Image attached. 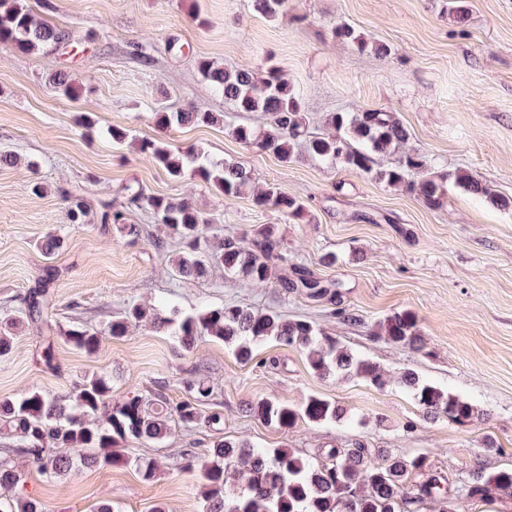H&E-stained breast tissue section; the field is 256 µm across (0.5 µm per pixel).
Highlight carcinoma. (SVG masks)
<instances>
[{"label": "carcinoma", "mask_w": 512, "mask_h": 512, "mask_svg": "<svg viewBox=\"0 0 512 512\" xmlns=\"http://www.w3.org/2000/svg\"><path fill=\"white\" fill-rule=\"evenodd\" d=\"M288 0H254L255 9L268 18L282 13ZM335 37L350 43L360 53L388 55L385 44L350 25L334 29ZM0 42L22 52L51 54L69 42L66 32L39 21L25 0H0ZM203 80L241 116L260 112L265 127L236 124L232 134L243 144L271 154L287 163L304 145L316 159L340 165L360 175H375L391 187L416 193L430 207L442 204L445 183L453 180L471 195L497 208L507 209L512 201L497 195L485 182L468 171L429 173L427 160L407 152L397 163L376 168L377 159L394 152L409 139V132L394 113L384 110L336 112L329 118L335 133L311 136L302 114V95L279 72L268 68L260 76L248 67L224 69L201 59ZM52 83L67 98L77 96L68 73L52 72ZM164 129L174 125L212 126L226 121L218 112L156 111ZM140 151L152 158L171 177L187 174L213 184L228 204L252 186L249 172L236 162L209 157L198 149H172L157 141L140 142ZM124 206L104 205L101 222L112 225L113 241L140 235V228L125 223V211L147 210L167 232L182 240L185 251L171 259V271L179 278L202 280L213 268L229 276H241L256 284L277 283L294 290L304 288L314 299L336 295V284L326 283L299 266H288L282 239L275 224H254L240 238L209 236L206 219L185 199L146 193L140 186L123 188ZM67 218L83 224L90 207L79 195L69 194ZM254 201L271 206L290 218H302L306 207L299 199L273 186L258 190ZM63 239L50 233L39 242L46 257L55 255ZM49 305L46 282L29 295L28 321L40 332L64 338L74 348L95 352L102 340L127 335L133 329L164 330L177 338L181 348L191 351L197 340L208 336L228 345L241 362L252 359L258 346L275 342L304 352L307 364L319 378H360L382 390L395 382L410 393L429 417H445L467 426L482 416L468 399L436 385L416 371L405 368L392 374L382 365L353 353L336 336L305 319H289L274 311H259L238 304L202 309L181 315L162 305L133 301L103 329L81 324L55 328L43 320ZM18 322L0 323V356L10 352L13 329ZM377 338L420 352L426 341L416 315L394 311L377 323ZM190 397L170 404L160 394L152 398L135 394L116 399L112 378L94 374L84 378L65 398L32 389L18 398L0 399V435L14 438L16 451L48 481L65 477L77 465L112 466L135 463L145 480L156 476L160 462L155 458L131 460L124 453L130 442H157L176 424L189 426L200 418L199 406L213 393L209 382L194 378L186 382ZM248 410L261 422L290 429L299 419L314 425L340 423L348 419L346 409L335 401L313 394L299 406L275 398L258 397ZM215 431L211 445L202 453L188 448L182 470L196 476L203 499V512H413L424 505L432 512H459L460 501L484 502L502 495L512 496V466L487 471L475 469L470 479L458 484L441 472L431 470L428 455L393 454L375 451L361 441L350 448H326L306 454L294 448H260L252 443L223 436L224 414L209 415ZM20 477L9 459L0 460V512H44L41 502L24 494Z\"/></svg>", "instance_id": "obj_1"}]
</instances>
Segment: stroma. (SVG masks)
I'll return each mask as SVG.
<instances>
[{
    "label": "stroma",
    "instance_id": "35a3bbf8",
    "mask_svg": "<svg viewBox=\"0 0 512 512\" xmlns=\"http://www.w3.org/2000/svg\"><path fill=\"white\" fill-rule=\"evenodd\" d=\"M33 15L64 28L70 45L46 56L0 42V151L15 155L0 165V321L18 316L45 268H52L54 304L46 316L60 326L100 327L130 301L162 303L188 313L234 303L304 317L339 337L352 351L392 372L403 368L462 395L486 417L468 426L423 415L397 385L379 390L360 379H321L301 351L268 343L249 363L222 342L205 340L182 352L163 333L138 330L106 339L94 354L46 342L30 324L16 330L0 357V398L37 388L69 395L84 375L108 373L113 394L160 393L170 403L188 396L185 383L206 378L213 394L202 422L174 427L159 444L129 443L127 453L159 457L165 466L143 479L131 465L80 467L49 482L23 456L13 461L24 491L46 512H90L111 498L115 512H203L194 476L180 469L181 452L202 449L213 432L205 417L224 414V434L263 448L315 451L368 447L425 452L432 469L453 478L475 467L512 465V208L501 209L448 184L441 207L391 187L372 175L334 167L299 150L290 163L245 146L228 126L160 130L153 110L227 112L197 64L227 68L277 67L304 98L312 131L329 132V114L385 109L407 127V150L436 172L466 169L512 199V0H464L465 22L454 0H288L270 20L252 0H26ZM386 44L381 58L361 54L334 36L338 24ZM153 60L142 63L136 46ZM65 70L79 85L77 98L57 95L49 75ZM128 130L113 142L112 127ZM144 139L194 147L235 161L257 185L300 199L304 219L257 206L252 196L223 205L218 190L193 176L172 178L139 150ZM41 193H33L34 183ZM152 194L188 198L220 236L242 235L254 224L279 227L289 262L338 282V301H314L213 270L204 280L172 276L168 258L179 244L151 214L130 210L126 221L145 234L123 247L100 224L101 203H121L126 185ZM83 195L88 223H69L65 196ZM58 231L62 248L44 258L36 247ZM165 242L156 249L153 239ZM335 256L325 265V256ZM362 325L343 320L342 311ZM416 314L426 350L415 353L375 339L373 325L388 314ZM53 360L45 362V345ZM312 394L337 401L350 419L340 424L298 421L280 429L251 416L250 401L273 396L293 406ZM496 441L484 446L486 437Z\"/></svg>",
    "mask_w": 512,
    "mask_h": 512
}]
</instances>
